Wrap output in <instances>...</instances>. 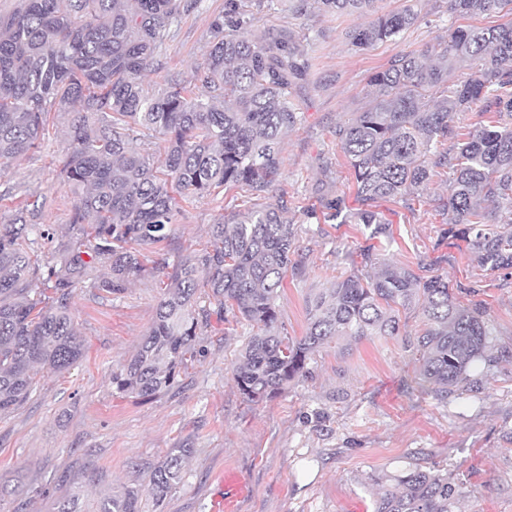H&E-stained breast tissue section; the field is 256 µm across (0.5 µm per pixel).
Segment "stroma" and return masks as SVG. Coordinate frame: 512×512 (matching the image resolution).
<instances>
[{
	"instance_id": "1",
	"label": "stroma",
	"mask_w": 512,
	"mask_h": 512,
	"mask_svg": "<svg viewBox=\"0 0 512 512\" xmlns=\"http://www.w3.org/2000/svg\"><path fill=\"white\" fill-rule=\"evenodd\" d=\"M415 2L423 16L418 25L363 50L346 38L363 25L358 15L325 13L312 2L303 16L294 9L296 0L252 7L245 35L288 27L307 38L311 65L309 82L294 95L301 119L283 140L282 174L267 202L283 194L304 205L323 190L358 208L333 135L336 125L363 109L372 74L461 23L449 15L448 0ZM224 3L201 0L183 15L145 76L149 91H159L172 74L191 80L205 61L212 21ZM71 120V113L55 114L42 147L0 175L46 194L42 221L53 225L58 243L74 204L60 177ZM445 193L437 177L415 210L380 202L394 238L385 257L398 267L434 264L450 286L463 287L462 304L482 305L491 341L505 353L482 393L441 400L417 387L418 354L406 340L422 322L412 312L401 335L331 342L304 377L257 405L243 399L232 375L250 326L215 322L199 331L198 355L174 385L143 400L116 392L112 373L149 332L165 272L134 278L108 301L80 288L72 314L86 341L85 356L66 371L40 372L27 400L0 415V488L6 491L0 512H54L56 499L72 495L91 512L96 494L146 486L172 448L191 454L165 512H210L217 477L227 466L238 468L250 485L239 512H373L378 478L414 467L441 470L459 484L458 512H512V270L483 271L465 248L444 237L436 205ZM251 205L235 188L182 203L171 260L204 248L210 225ZM292 218L295 265L277 305L288 335L299 336L307 298L359 269L363 238L356 224L320 228L297 211Z\"/></svg>"
}]
</instances>
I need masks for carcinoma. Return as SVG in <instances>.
<instances>
[{"label":"carcinoma","mask_w":512,"mask_h":512,"mask_svg":"<svg viewBox=\"0 0 512 512\" xmlns=\"http://www.w3.org/2000/svg\"><path fill=\"white\" fill-rule=\"evenodd\" d=\"M249 0H225L212 24L214 40L193 83L170 78L159 93L142 79L182 16L200 0H22L0 17V172L40 147L56 112H73L61 175L76 194L70 238L52 258L37 254L51 242L36 220L47 197L21 190L22 202L0 224V414L20 406L37 369L62 372L86 351L71 313L76 289L102 299L125 292L133 277L171 268L150 332L135 354L112 372L123 394L151 399L170 388L194 352L202 326L246 322L252 334L232 368L243 396L257 404L304 376L308 361L333 339L400 335L402 316L417 312L421 332L417 384L436 397L482 388L477 364L491 370V332L477 303L464 305L448 281L422 264L394 268L374 240H392L381 200L412 211L435 176L447 183L439 206L447 238L465 243L485 271L512 269V228L499 230L486 211L507 208L512 223V22L456 27L425 49L399 56L369 79L367 106L336 126L362 208L319 195L307 218L361 224V266L372 274L339 276L306 303L303 335L281 330L277 298L292 256L297 208L275 204L232 212L210 226V246L171 266L161 245L172 240L179 202L238 186L261 198L281 175V143L300 120L293 93L308 75L307 45L288 28L248 39L237 35ZM326 12H359L369 21L347 34L365 49L422 21L408 6L379 14L376 0H318ZM448 13L512 14V0H448ZM469 70L449 80L457 68ZM490 115L467 133L454 125L464 110ZM164 142L154 161L131 143ZM40 228L39 239L30 231ZM208 303L200 304V289ZM189 448H172L146 488L97 496L94 512H139L142 499L164 512L180 481ZM459 486L438 470L409 468L384 479L374 512H456Z\"/></svg>","instance_id":"1"}]
</instances>
